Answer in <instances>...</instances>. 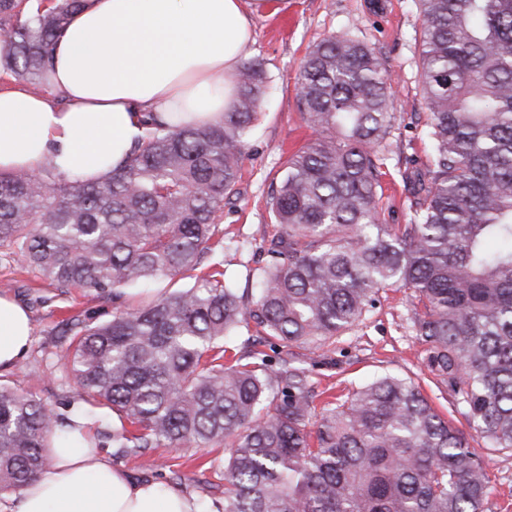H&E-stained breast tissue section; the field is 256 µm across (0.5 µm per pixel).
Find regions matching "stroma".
Returning a JSON list of instances; mask_svg holds the SVG:
<instances>
[{
	"mask_svg": "<svg viewBox=\"0 0 512 512\" xmlns=\"http://www.w3.org/2000/svg\"><path fill=\"white\" fill-rule=\"evenodd\" d=\"M271 11L254 17L255 40L246 57L261 63L269 82L261 115L241 163L237 192L224 205L217 224L224 233V272L239 290L253 288L258 268L267 259L265 242L278 231L269 204L290 154L307 144L312 131L303 123L295 76L309 47L332 35L349 33L375 47L391 74L387 96L396 114L385 143L386 175L382 180L381 220H408V192L400 173L424 167L426 108L419 83L421 17L416 0H271ZM0 294L26 307L32 342L14 368L0 370V382L37 396L58 417H69L80 401L72 375L62 359L65 321L78 313L106 319L113 302L78 288L59 294L33 269L14 262L0 249ZM422 306L412 290L384 288L372 308L352 329L298 354L312 371L316 391L341 395L390 370L419 383L433 406L460 430L485 461L489 476L488 512H512V452L486 447L483 439L455 409L448 388L421 372L424 351L411 332L410 319ZM103 452L136 480L142 477L184 489L198 500L223 499L221 448H166L156 451L166 468L146 471L139 457L116 455L111 443Z\"/></svg>",
	"mask_w": 512,
	"mask_h": 512,
	"instance_id": "1",
	"label": "stroma"
}]
</instances>
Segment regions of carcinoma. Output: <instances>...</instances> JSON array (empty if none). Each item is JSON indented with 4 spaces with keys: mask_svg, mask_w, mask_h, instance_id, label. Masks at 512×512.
<instances>
[{
    "mask_svg": "<svg viewBox=\"0 0 512 512\" xmlns=\"http://www.w3.org/2000/svg\"><path fill=\"white\" fill-rule=\"evenodd\" d=\"M85 0H0V72L34 92ZM429 160L406 224L381 223L383 142L395 113L374 47L331 35L295 77L316 137L285 162L270 209L281 233L251 294L224 279L215 239L260 116L266 75L245 63L219 124L154 118L100 181L0 173V248L60 291L114 301L175 278L97 320L75 315L63 359L90 417L116 414L112 447L224 446V503L200 512H485L488 475L465 434L409 376L382 373L324 403L291 351L323 345L383 288L412 290L421 365L453 393L486 447L512 450V0H417ZM254 320L286 348L224 363ZM59 430L40 399L0 383V492L35 479Z\"/></svg>",
    "mask_w": 512,
    "mask_h": 512,
    "instance_id": "cac0c4a2",
    "label": "carcinoma"
}]
</instances>
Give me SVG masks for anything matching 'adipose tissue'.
<instances>
[{
    "instance_id": "adipose-tissue-1",
    "label": "adipose tissue",
    "mask_w": 512,
    "mask_h": 512,
    "mask_svg": "<svg viewBox=\"0 0 512 512\" xmlns=\"http://www.w3.org/2000/svg\"><path fill=\"white\" fill-rule=\"evenodd\" d=\"M267 0H88L58 40L50 77L62 103L0 86V173L106 176L142 138L148 115L218 123L237 98L252 17ZM26 310L0 295V369L26 355ZM76 415L36 478L0 512H199L180 488L136 481L82 435Z\"/></svg>"
}]
</instances>
